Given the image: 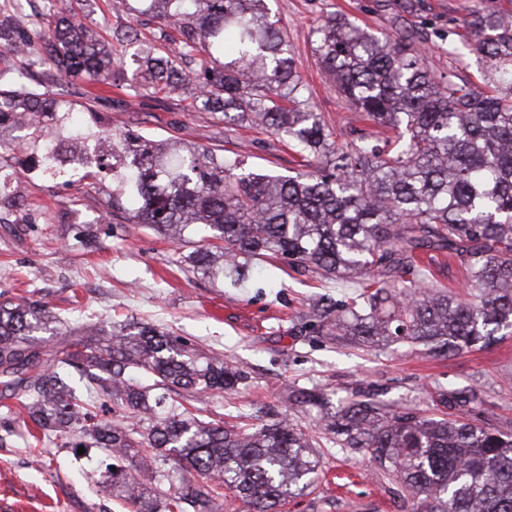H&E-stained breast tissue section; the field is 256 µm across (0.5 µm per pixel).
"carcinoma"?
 Segmentation results:
<instances>
[{
  "label": "carcinoma",
  "instance_id": "obj_1",
  "mask_svg": "<svg viewBox=\"0 0 512 512\" xmlns=\"http://www.w3.org/2000/svg\"><path fill=\"white\" fill-rule=\"evenodd\" d=\"M54 26L29 32L0 19V45L35 52L42 80L0 73V141L37 158L43 175L85 182L101 217H119L175 244L204 234L187 270L240 286L250 262L289 259L299 274L353 280L346 301L317 300L314 333L342 346L386 347L406 339L429 355L482 349L512 330V19L476 10L467 42L487 58L480 83L437 79L403 19L382 38L329 13L315 28L314 55L362 120L401 129L403 144L364 129L338 133L301 93L299 67L265 0H114V9L160 24L156 45L118 26L113 46L96 38L66 0H48ZM138 45L141 89L189 92L191 106L238 127L284 137L300 170L282 175L178 142L112 130V121L76 101L72 80H118L112 47ZM83 112L85 123H73ZM22 172L0 156V211L24 204ZM467 267V297L429 277L441 256ZM61 319L38 300L0 303V428L24 414L31 443L65 435L64 445L99 448L105 478L133 512H215L227 490L248 512H281L318 482L317 433L338 448H363L400 484L414 512H512V434L469 419L477 395L442 394L457 414L388 413L375 395L336 403L322 390L289 387L285 414L261 424L205 415L199 401L246 385L243 367L196 349L168 328L128 322L118 332L80 324L49 360L32 336ZM78 371L93 398L70 386ZM119 409L109 423L97 410ZM315 410L316 428L288 412Z\"/></svg>",
  "mask_w": 512,
  "mask_h": 512
}]
</instances>
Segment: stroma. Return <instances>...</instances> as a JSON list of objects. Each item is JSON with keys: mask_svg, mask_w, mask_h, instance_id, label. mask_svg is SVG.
Listing matches in <instances>:
<instances>
[{"mask_svg": "<svg viewBox=\"0 0 512 512\" xmlns=\"http://www.w3.org/2000/svg\"><path fill=\"white\" fill-rule=\"evenodd\" d=\"M268 6L300 64L305 96L340 128L357 125L358 117L313 57L320 17L343 12L382 35L391 33L394 13H403L408 29L423 36L420 48L434 75L457 74L474 82L488 61L468 46L465 20L479 8L512 17V0H269ZM113 65L121 82L100 90L98 104L113 126L211 150L243 149L253 165L283 174L297 169L295 153L270 133L241 127L225 140L221 113L193 109L186 95L134 93L133 58L117 54ZM14 162L25 172L26 209L0 223V302L39 300L61 316L52 331L37 335L46 349H60L67 322L87 317L107 326L149 322L247 368L249 379L240 393L208 400V408L223 416L279 409L280 390L293 385L322 387L340 402L374 388L391 411L432 413L439 394L473 389L480 399L478 424L512 432V334L482 350L439 357L407 342L368 351L331 345L312 334L293 335V320L313 298L353 296L356 284L308 278L271 259L252 261L242 288L184 271L187 248L122 220L99 222L98 202L84 197L81 186L27 171L25 155ZM27 428L17 419L13 435L0 445V512H130L129 504L89 477L96 449L80 461L59 437L32 449L26 445ZM317 454L321 482L282 512H411V500L381 477L365 452H346L325 441Z\"/></svg>", "mask_w": 512, "mask_h": 512, "instance_id": "1", "label": "stroma"}]
</instances>
